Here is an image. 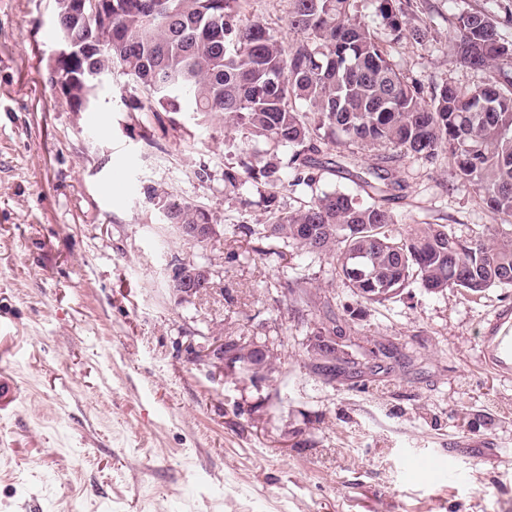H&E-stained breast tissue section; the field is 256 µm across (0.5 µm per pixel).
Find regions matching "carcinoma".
<instances>
[{"instance_id":"carcinoma-1","label":"carcinoma","mask_w":512,"mask_h":512,"mask_svg":"<svg viewBox=\"0 0 512 512\" xmlns=\"http://www.w3.org/2000/svg\"><path fill=\"white\" fill-rule=\"evenodd\" d=\"M376 3L393 38L425 39L426 28L407 18L408 0ZM70 4L55 0L59 39L75 49L56 78L72 86L66 99L75 112L95 98L88 70L117 65L165 111L222 118L249 142L294 149L291 161L304 167L326 137L386 152L362 181L368 200L334 192L283 212L272 195L270 222L250 234L333 258L351 293L370 304L396 298L413 280L435 293L512 285V43L487 15L460 13L454 47L464 66L489 77L471 86L448 80L426 100L358 17L356 0H290L287 48L247 17L248 0H112L86 20L72 18ZM109 25L112 49L85 56ZM411 156L447 158L453 177L509 227L490 224L461 241L446 224L397 226L384 204L394 185L387 164ZM241 168L269 179L278 163L252 151ZM161 208L170 224L214 223L176 198ZM314 354L332 371L341 360L334 347L318 345Z\"/></svg>"}]
</instances>
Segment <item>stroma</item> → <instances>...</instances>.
<instances>
[{"mask_svg": "<svg viewBox=\"0 0 512 512\" xmlns=\"http://www.w3.org/2000/svg\"><path fill=\"white\" fill-rule=\"evenodd\" d=\"M289 8L248 0L247 15L288 45ZM464 10L512 43V0H412L426 38L385 46L424 92L486 77L453 49ZM53 21L54 0H0V512H512V376L486 370L479 344L512 286L414 283L359 302L332 260L232 233L266 222L271 195L286 212L360 194L375 152L319 142L309 187L290 148L264 143L274 180L232 188L241 132L150 109L121 69L89 111H71L49 82ZM391 169L398 224L467 239L498 221L445 158ZM150 188L224 232L190 244ZM176 260L221 273L185 301L170 286ZM331 320L350 358L332 374L311 354ZM220 336L268 342L270 377L215 372L197 350ZM410 456L450 479L406 472Z\"/></svg>", "mask_w": 512, "mask_h": 512, "instance_id": "obj_1", "label": "stroma"}]
</instances>
